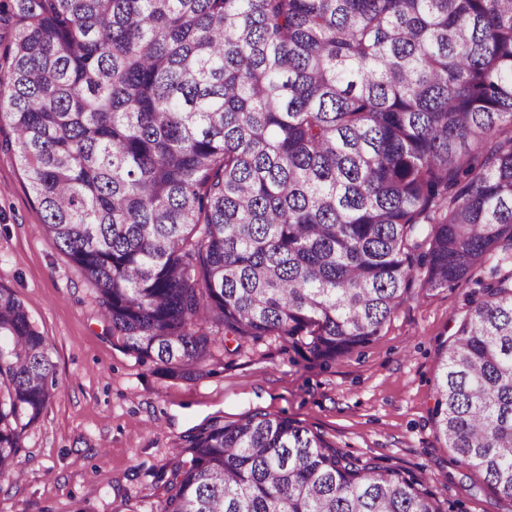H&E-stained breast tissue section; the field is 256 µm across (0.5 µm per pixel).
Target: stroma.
<instances>
[{
	"instance_id": "1",
	"label": "stroma",
	"mask_w": 512,
	"mask_h": 512,
	"mask_svg": "<svg viewBox=\"0 0 512 512\" xmlns=\"http://www.w3.org/2000/svg\"><path fill=\"white\" fill-rule=\"evenodd\" d=\"M482 267L455 288H413L379 336L322 366L287 338L217 345L203 376L167 375L113 339L93 285L42 232L20 165L0 152V285L16 294L53 348L57 388L26 430L20 481L0 478V512H154L162 471L211 420L262 412L323 435L362 461L422 477L466 512H512L460 463L433 415L442 353L470 306Z\"/></svg>"
}]
</instances>
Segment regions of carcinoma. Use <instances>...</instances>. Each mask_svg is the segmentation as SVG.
I'll return each mask as SVG.
<instances>
[{"label":"carcinoma","instance_id":"cac0c4a2","mask_svg":"<svg viewBox=\"0 0 512 512\" xmlns=\"http://www.w3.org/2000/svg\"><path fill=\"white\" fill-rule=\"evenodd\" d=\"M0 151L112 337L171 375L285 336L316 363L512 250V0H0ZM460 321L437 429L512 502V269ZM56 365L0 285V475ZM156 512H455L282 416L188 439Z\"/></svg>","mask_w":512,"mask_h":512}]
</instances>
